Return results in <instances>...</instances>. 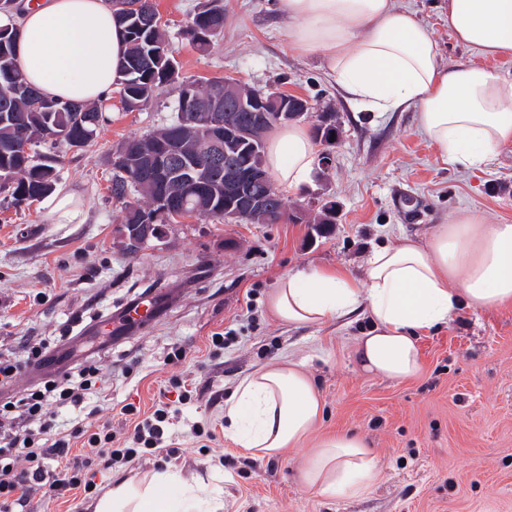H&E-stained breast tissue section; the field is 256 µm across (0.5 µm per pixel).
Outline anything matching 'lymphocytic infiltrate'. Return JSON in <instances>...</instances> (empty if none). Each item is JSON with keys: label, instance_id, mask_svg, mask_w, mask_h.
Returning a JSON list of instances; mask_svg holds the SVG:
<instances>
[{"label": "lymphocytic infiltrate", "instance_id": "1", "mask_svg": "<svg viewBox=\"0 0 512 512\" xmlns=\"http://www.w3.org/2000/svg\"><path fill=\"white\" fill-rule=\"evenodd\" d=\"M50 347L42 341L23 357L0 355V418L12 415L29 424L0 436V512H32L39 493L57 498L75 489L91 493L98 469L156 454L169 438L172 417L164 401L135 422L127 445L120 448L107 422L94 428L78 422L61 429L57 408L81 405L101 381V367L89 357L63 378L24 384L27 372L43 362ZM76 444L82 447L77 455L71 452Z\"/></svg>", "mask_w": 512, "mask_h": 512}]
</instances>
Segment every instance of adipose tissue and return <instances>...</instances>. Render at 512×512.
Returning a JSON list of instances; mask_svg holds the SVG:
<instances>
[{
	"instance_id": "1",
	"label": "adipose tissue",
	"mask_w": 512,
	"mask_h": 512,
	"mask_svg": "<svg viewBox=\"0 0 512 512\" xmlns=\"http://www.w3.org/2000/svg\"><path fill=\"white\" fill-rule=\"evenodd\" d=\"M288 42L323 55L327 73L350 98L379 110L415 108L420 127L447 161L483 169L512 143V79L476 66L441 65L431 32L394 0H279ZM16 29L24 78L50 97L107 99L122 77L126 44L107 0H45L0 12ZM448 29L485 57L512 56V0H448ZM308 130L291 124L269 140L265 163L280 188L297 191L315 167ZM512 304V224L464 214L426 240L399 238L374 249L362 275L313 268L284 275L268 298L279 322L320 325L365 308L369 330L355 353L372 376L404 381L423 362L420 334L459 311ZM321 399L301 363L276 361L243 378L224 406V431L256 457L291 452L313 433ZM302 463L305 485L327 498H353L378 477L366 439L339 432L315 438ZM217 490L167 473L119 485L95 512H223Z\"/></svg>"
}]
</instances>
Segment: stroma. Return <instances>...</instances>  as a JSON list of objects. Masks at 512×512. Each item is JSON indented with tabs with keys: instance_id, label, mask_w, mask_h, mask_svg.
Returning a JSON list of instances; mask_svg holds the SVG:
<instances>
[{
	"instance_id": "obj_1",
	"label": "stroma",
	"mask_w": 512,
	"mask_h": 512,
	"mask_svg": "<svg viewBox=\"0 0 512 512\" xmlns=\"http://www.w3.org/2000/svg\"><path fill=\"white\" fill-rule=\"evenodd\" d=\"M180 63L179 80L140 110L113 101L109 121L80 150L59 147L61 185L72 194L76 223H58L46 201L0 204V353L23 355L54 336L84 335L146 294L174 301L142 332L94 351L103 366L89 402L111 418L116 435L130 431L120 409L151 411L173 377L197 395L184 405L174 454L130 470L113 469L96 490L170 471L189 481L217 480L224 512H512V307L461 312L424 334L422 373L393 382L364 374L354 345L368 324L365 309L322 325L273 319L268 294L288 273L313 266L361 274L375 248L407 236L422 240L465 211L488 224H512V146L486 169L447 163L405 109L374 112L348 99L328 76L322 56H304L287 36L277 0H222L224 35L205 54L181 31L199 0H155ZM431 30L442 64L477 65L512 78V57L486 58L448 30V0H397ZM232 76L275 88L336 113L341 135L328 169H314L290 208L335 200L332 235L306 224H246L183 219L164 239L131 255L122 247L118 206L108 196L110 158L125 140L157 129L173 115L179 85ZM421 203L409 221L402 200ZM232 342L211 355L212 336ZM187 352L170 361L173 345ZM292 358L303 362L323 403L316 436L351 431L367 439L379 476L356 498L330 499L305 488L299 456L260 458L256 469L224 435V404L256 369ZM203 421L212 437H193Z\"/></svg>"
}]
</instances>
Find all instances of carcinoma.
I'll use <instances>...</instances> for the list:
<instances>
[{
    "mask_svg": "<svg viewBox=\"0 0 512 512\" xmlns=\"http://www.w3.org/2000/svg\"><path fill=\"white\" fill-rule=\"evenodd\" d=\"M133 10H113L115 23L124 32L126 52L124 79L118 83L124 107L130 111L146 105L155 92L178 78V63L172 56L165 30L150 20L157 13L154 0H136ZM224 33V6L220 0H202L191 17V25L181 31L197 50L208 51ZM17 33L0 27V193L11 203L31 204L52 194L61 179L59 145L78 142L82 149L94 142L102 123L104 104H76L49 97L28 84L18 66ZM192 100L177 99L173 119L166 126L129 139L119 145L112 164L109 190L120 204L122 224H149L159 210L160 199L176 202L185 217L224 220V167L210 168L202 152L208 138L213 112L211 96L224 93V78H209L193 83ZM307 118L317 113L313 125L324 152L335 148L340 126L335 114L317 111L308 100L284 93L265 92L255 110L267 113L263 132L248 135V113L233 101L222 117L239 126L241 141L235 148L248 152L252 165L265 167V147L269 134L280 127L278 114L283 107ZM177 146L184 157L196 160L199 178L163 184L144 165L147 154ZM336 203L324 200L314 211L305 213L288 208L283 195L271 187L267 205L241 218L247 224H309L319 236L333 232Z\"/></svg>",
    "mask_w": 512,
    "mask_h": 512,
    "instance_id": "1",
    "label": "carcinoma"
}]
</instances>
